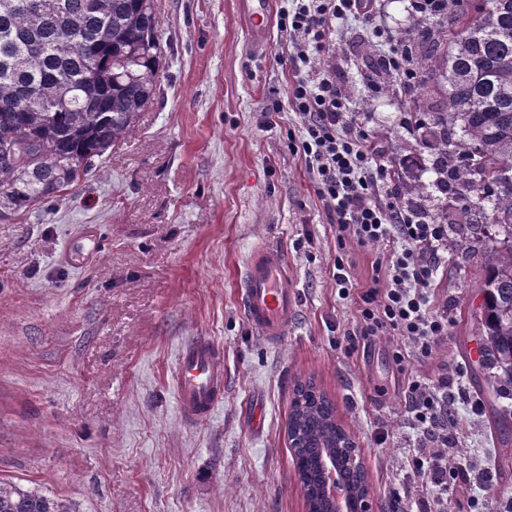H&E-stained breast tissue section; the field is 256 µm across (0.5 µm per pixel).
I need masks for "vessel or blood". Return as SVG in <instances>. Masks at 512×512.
Wrapping results in <instances>:
<instances>
[{
  "mask_svg": "<svg viewBox=\"0 0 512 512\" xmlns=\"http://www.w3.org/2000/svg\"><path fill=\"white\" fill-rule=\"evenodd\" d=\"M249 44L266 53L270 32V0H238ZM98 242L97 229L84 226L78 239L64 247L61 256L72 267H82L87 252ZM241 301L246 317L264 340L275 343L286 336L297 312L293 274L284 253L272 245L255 247L241 281ZM176 401L188 420L212 416L224 398V355L209 337L193 336L179 351L174 375Z\"/></svg>",
  "mask_w": 512,
  "mask_h": 512,
  "instance_id": "obj_1",
  "label": "vessel or blood"
}]
</instances>
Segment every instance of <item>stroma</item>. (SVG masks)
Here are the masks:
<instances>
[{"label": "stroma", "instance_id": "1", "mask_svg": "<svg viewBox=\"0 0 512 512\" xmlns=\"http://www.w3.org/2000/svg\"><path fill=\"white\" fill-rule=\"evenodd\" d=\"M236 2L158 0L163 58L136 131L72 190L0 217V479L76 512H306L287 427L293 385L310 377L354 441L371 512H419L425 501L465 512L473 495L512 512V398L481 374V287L497 236L482 229L475 250L449 253L435 301L448 337L430 357L398 367L384 336L345 351L359 297L339 295L334 263L357 290L385 246L338 239L288 147L300 118L265 120L286 98L281 58L293 47L274 28L267 53H253ZM410 9L379 0L371 25L337 23L326 51L361 130L400 159L403 181L428 185L435 150L422 126L442 94L421 92L410 114L368 54L374 29L395 38L413 25ZM86 224L100 229L96 253L78 269L61 263ZM263 243L287 255L298 291L275 344L240 300L246 259ZM198 335L224 351V399L191 424L172 377L179 345ZM459 368L453 457L486 479L433 494L408 482L417 433L406 381Z\"/></svg>", "mask_w": 512, "mask_h": 512}]
</instances>
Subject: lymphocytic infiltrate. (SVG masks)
Masks as SVG:
<instances>
[{
	"label": "lymphocytic infiltrate",
	"mask_w": 512,
	"mask_h": 512,
	"mask_svg": "<svg viewBox=\"0 0 512 512\" xmlns=\"http://www.w3.org/2000/svg\"><path fill=\"white\" fill-rule=\"evenodd\" d=\"M378 0H280L277 26L291 37L293 81L285 102L302 121L290 148L303 159L313 190L325 206L339 237L360 245L385 243L382 273L360 293L357 332L348 351L379 336H399L421 356L448 334V324L434 309V291L443 272L448 227L432 224L402 205L393 184V168L383 148L368 139L351 112L325 57L333 25L344 19L371 21ZM448 380L431 388L420 377L407 382L413 425L428 447L412 455L423 484L447 487L449 479L467 480L466 468H449V443L456 437L448 417Z\"/></svg>",
	"instance_id": "f902f5d3"
}]
</instances>
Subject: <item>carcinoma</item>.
<instances>
[{
	"label": "carcinoma",
	"mask_w": 512,
	"mask_h": 512,
	"mask_svg": "<svg viewBox=\"0 0 512 512\" xmlns=\"http://www.w3.org/2000/svg\"><path fill=\"white\" fill-rule=\"evenodd\" d=\"M0 0V210L80 181L131 136L155 95L162 55L154 0ZM424 85L448 87L429 115L432 187L462 201L450 245L469 251L486 204L507 229L488 256L479 336L490 383L512 388V0H448L400 37ZM463 138L452 142L449 133ZM481 199L476 203L475 199ZM288 443L307 506L328 512L326 466L354 496L367 490L336 405L313 382L292 392ZM0 512H73L52 495L0 480Z\"/></svg>",
	"instance_id": "1"
}]
</instances>
